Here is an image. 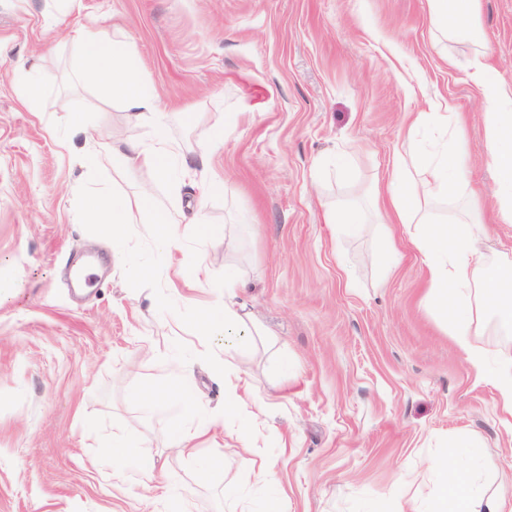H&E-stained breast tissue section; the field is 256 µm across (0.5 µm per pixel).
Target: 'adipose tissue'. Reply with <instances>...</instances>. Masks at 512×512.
Masks as SVG:
<instances>
[{"instance_id": "1", "label": "adipose tissue", "mask_w": 512, "mask_h": 512, "mask_svg": "<svg viewBox=\"0 0 512 512\" xmlns=\"http://www.w3.org/2000/svg\"><path fill=\"white\" fill-rule=\"evenodd\" d=\"M434 30L454 38L480 40L481 0H430ZM80 52L78 76L89 83H106L113 98L122 102L133 123L153 122V148L127 142L123 155L131 164L168 169L177 160L176 150L155 121V97L142 78L140 66L133 63V50L123 39L108 38L98 25L82 24L66 33ZM484 102L488 155L499 179L497 209L503 221L512 222V89L506 88L491 66L480 63L473 73ZM426 124L444 132L425 156L423 176L418 185L408 187L404 157H396L390 175L379 190L386 214L399 224L418 225L411 242L425 257L426 291L424 301L436 319L450 331L469 364L483 366L481 349L471 339L475 313H492L504 330L512 329V304L504 300L512 293V263L486 253L479 210L470 207L465 215H452L435 222L430 208L446 199L460 186L464 171L458 144L464 133V120L454 110L423 112L411 120L408 135H415ZM149 197L141 193L112 200L92 198L83 211L86 221L105 225L108 234H117L131 223L135 213L144 210ZM240 279L235 269L224 273V305L203 314L198 322L202 335L217 337L225 358L249 349L257 331L254 323L240 313L237 290ZM435 495L433 512H505L501 495L484 496L475 486V472L467 461L455 467L446 462L431 464Z\"/></svg>"}]
</instances>
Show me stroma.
<instances>
[{"instance_id":"stroma-1","label":"stroma","mask_w":512,"mask_h":512,"mask_svg":"<svg viewBox=\"0 0 512 512\" xmlns=\"http://www.w3.org/2000/svg\"><path fill=\"white\" fill-rule=\"evenodd\" d=\"M429 0H0V512H426L429 459L467 446L482 494L512 502V416L490 369L512 334L473 324L488 371L467 362L423 302V255L401 233L392 270L374 235L326 223L372 192L409 114L446 99L465 119L467 182L435 214L476 197L487 251L512 260L496 215L475 58L512 87V0H482L484 46L436 42ZM120 31L143 65L182 160L180 190L126 171L116 151L146 137L123 105L77 81L66 21ZM42 87L22 102L17 61ZM216 188L200 196L202 180ZM150 192L154 209L110 236L89 193ZM180 244L157 251V214ZM106 276L75 301L69 269ZM262 334L242 359L240 410L223 426L228 378L199 313L224 300V267ZM193 364L191 417L163 389ZM160 389L146 403L138 390ZM193 435L197 457L171 448ZM141 448L124 474L113 438ZM220 455L228 472H201ZM157 476L139 481L142 465ZM268 466L274 487L255 484Z\"/></svg>"}]
</instances>
